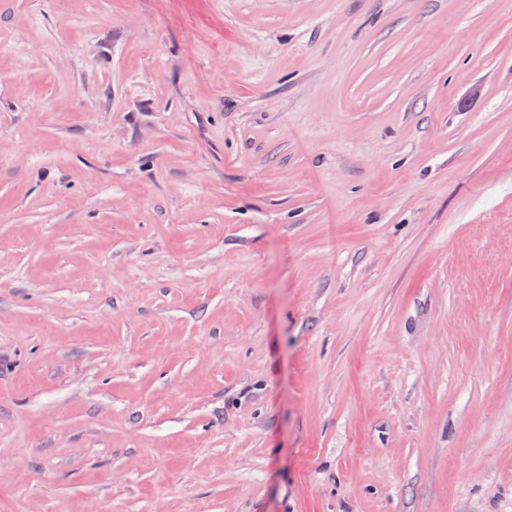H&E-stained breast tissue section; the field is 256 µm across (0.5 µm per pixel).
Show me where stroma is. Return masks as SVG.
Here are the masks:
<instances>
[{"instance_id":"obj_1","label":"stroma","mask_w":512,"mask_h":512,"mask_svg":"<svg viewBox=\"0 0 512 512\" xmlns=\"http://www.w3.org/2000/svg\"><path fill=\"white\" fill-rule=\"evenodd\" d=\"M0 512H512V0H0Z\"/></svg>"}]
</instances>
